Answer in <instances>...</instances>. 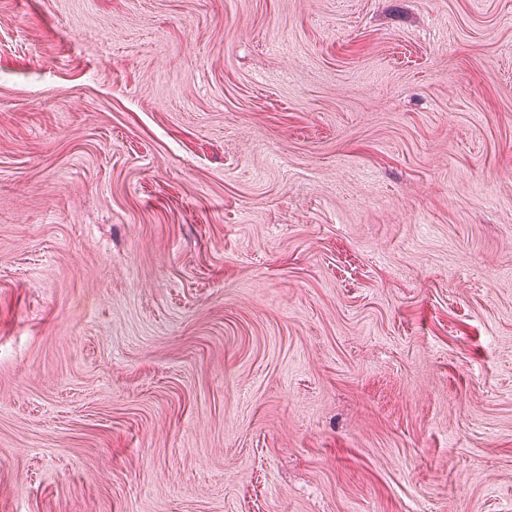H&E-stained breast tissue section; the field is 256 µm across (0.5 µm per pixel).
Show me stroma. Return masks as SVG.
Wrapping results in <instances>:
<instances>
[{"instance_id":"35a3bbf8","label":"stroma","mask_w":512,"mask_h":512,"mask_svg":"<svg viewBox=\"0 0 512 512\" xmlns=\"http://www.w3.org/2000/svg\"><path fill=\"white\" fill-rule=\"evenodd\" d=\"M0 512H512V0H0Z\"/></svg>"}]
</instances>
